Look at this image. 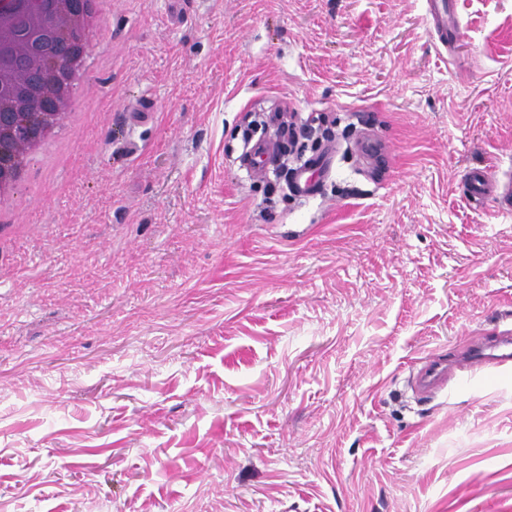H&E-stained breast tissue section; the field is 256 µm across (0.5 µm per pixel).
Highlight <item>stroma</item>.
I'll list each match as a JSON object with an SVG mask.
<instances>
[{
    "label": "stroma",
    "instance_id": "35a3bbf8",
    "mask_svg": "<svg viewBox=\"0 0 512 512\" xmlns=\"http://www.w3.org/2000/svg\"><path fill=\"white\" fill-rule=\"evenodd\" d=\"M112 0L84 117L0 213V512H512V0ZM337 147L241 169L257 105ZM391 148L369 177L352 145ZM435 35L444 46L451 48L460 33V18L455 0H427ZM335 155L336 146L329 144L321 152L306 159L293 173L292 193L303 197L317 195L320 182L329 174ZM468 196L475 202H483L488 198L496 199L501 206L512 209V181L509 176L506 182L501 181L494 173L485 169H472L466 174ZM512 362V332L491 337L469 336L452 354L431 353L413 373L412 385L420 399H433L459 373L496 367Z\"/></svg>",
    "mask_w": 512,
    "mask_h": 512
}]
</instances>
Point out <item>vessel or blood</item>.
Here are the masks:
<instances>
[{"mask_svg":"<svg viewBox=\"0 0 512 512\" xmlns=\"http://www.w3.org/2000/svg\"><path fill=\"white\" fill-rule=\"evenodd\" d=\"M435 35L446 47L453 46L460 33V18L455 0H427ZM278 149L273 140L256 143L242 164L249 173L268 172ZM356 150L368 167H376L388 154L387 145L372 134H365ZM335 145H327L321 152L306 159L294 172L291 180L293 194L303 197L317 195L319 185L332 166ZM468 196L482 202L493 198L504 209H512V181H501L485 169H473L466 175ZM512 362V332L502 331L491 337H468L451 354L432 353L426 356L412 376V385L419 398L432 399L443 391L450 378L460 373L496 367Z\"/></svg>","mask_w":512,"mask_h":512,"instance_id":"b4317fda","label":"vessel or blood"}]
</instances>
